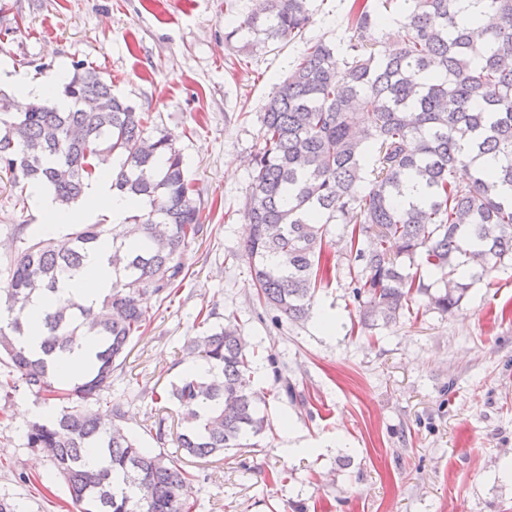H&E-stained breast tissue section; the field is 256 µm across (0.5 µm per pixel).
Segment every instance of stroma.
<instances>
[{
    "mask_svg": "<svg viewBox=\"0 0 512 512\" xmlns=\"http://www.w3.org/2000/svg\"><path fill=\"white\" fill-rule=\"evenodd\" d=\"M353 0H310L302 35L253 52L224 39L253 0H0V67L37 77L96 66L114 93L176 139L197 192L202 231L190 276L130 344L112 377L126 428L175 452L178 409L155 403L193 366L185 351L208 306L235 315L255 349L253 382L270 427L255 446L188 457L194 512H512V266L476 282L444 314L415 296L388 326L362 325L348 251L325 247L330 281L302 324L274 319L256 297L244 244L248 162L260 112L316 42L345 61ZM43 238L27 186L0 173V242L16 225ZM332 318L333 333L321 327ZM298 399L277 392L272 369ZM48 404L0 390V495L23 512H80L50 466L25 445L26 418Z\"/></svg>",
    "mask_w": 512,
    "mask_h": 512,
    "instance_id": "1",
    "label": "stroma"
}]
</instances>
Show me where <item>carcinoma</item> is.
Listing matches in <instances>:
<instances>
[{"label": "carcinoma", "instance_id": "carcinoma-1", "mask_svg": "<svg viewBox=\"0 0 512 512\" xmlns=\"http://www.w3.org/2000/svg\"><path fill=\"white\" fill-rule=\"evenodd\" d=\"M389 2L356 0L345 69L336 47L315 43L260 117L262 146L242 206L251 226L245 251L259 302L295 323L311 317L332 224L342 225L357 265L353 293L368 327L397 322L416 295L449 313L471 283L512 262V0H404L401 40L384 47L375 34ZM309 22V0H255L224 40L254 51ZM62 93L68 109L40 102L25 112L0 94V170L48 185L62 205L106 176L148 206L126 217L120 235L130 242L113 245L115 280L99 309L58 292L84 275L108 225L78 224L61 241H29L16 225L21 247L0 262V387L52 403L27 424L26 447L47 455L81 512H192L182 460L129 435L122 402H111L108 423L97 405L155 304L185 281L201 210L171 135L100 72L77 64ZM460 166L472 169L466 183L454 178ZM37 296L47 307L33 350L23 337ZM88 332L99 346L86 370L59 375V357ZM187 354L204 372L152 393L179 407L183 454L207 458L260 435L266 393L253 385L255 351L236 317L192 337Z\"/></svg>", "mask_w": 512, "mask_h": 512}]
</instances>
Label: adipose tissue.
Wrapping results in <instances>:
<instances>
[{
	"instance_id": "obj_1",
	"label": "adipose tissue",
	"mask_w": 512,
	"mask_h": 512,
	"mask_svg": "<svg viewBox=\"0 0 512 512\" xmlns=\"http://www.w3.org/2000/svg\"><path fill=\"white\" fill-rule=\"evenodd\" d=\"M38 219L46 233H53L63 224H78L86 220L99 219L105 224H122L134 201L115 194L108 178L93 180L79 200L69 209H61L48 190L39 183L29 188ZM110 243L91 252L86 259L88 274L72 290L89 304L99 302L112 286V267L108 262Z\"/></svg>"
}]
</instances>
